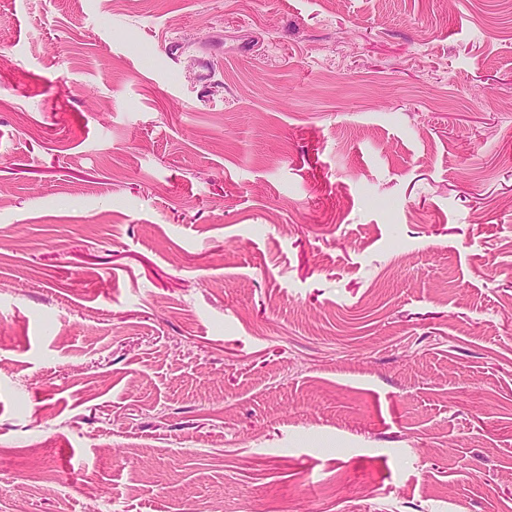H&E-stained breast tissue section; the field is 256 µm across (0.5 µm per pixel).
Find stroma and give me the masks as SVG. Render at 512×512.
<instances>
[{"instance_id": "1", "label": "stroma", "mask_w": 512, "mask_h": 512, "mask_svg": "<svg viewBox=\"0 0 512 512\" xmlns=\"http://www.w3.org/2000/svg\"><path fill=\"white\" fill-rule=\"evenodd\" d=\"M0 55V512H512V0H0Z\"/></svg>"}]
</instances>
